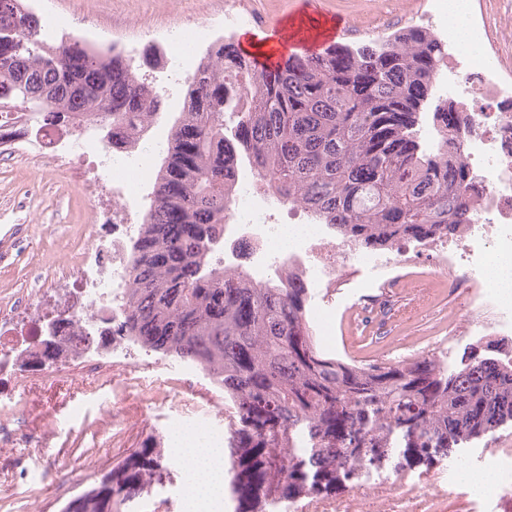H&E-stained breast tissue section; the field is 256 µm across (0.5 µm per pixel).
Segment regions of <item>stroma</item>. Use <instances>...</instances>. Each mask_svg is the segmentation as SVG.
<instances>
[{"label": "stroma", "instance_id": "stroma-1", "mask_svg": "<svg viewBox=\"0 0 512 512\" xmlns=\"http://www.w3.org/2000/svg\"><path fill=\"white\" fill-rule=\"evenodd\" d=\"M243 2L250 20L241 30L259 40L275 36L281 22L303 12V0ZM401 3L320 0L323 15L349 22L343 41L351 45L366 42L365 29L371 25L384 34L406 26ZM33 8L43 21L61 20L64 35L119 45L136 61L149 46H162V33L188 18L196 22L201 48L223 36L212 22L223 13L224 0H35ZM84 167L73 158H35L17 146L0 145V314L9 316L11 335L37 336L34 319L18 313L35 292L46 294L43 318L64 307L61 287L81 264L94 230L80 187ZM466 276L455 269L439 287L430 281L402 285V294L423 297V310L388 320L376 334L364 319L344 315L359 289L340 286L332 295L309 289V308L321 306L340 318L336 339L319 335L315 343L326 355L355 364L372 356L395 362L426 357L451 370L489 343L511 352L510 337L476 335L486 313L457 291L456 281ZM220 395L198 366L133 343L107 374L85 353L46 367L13 365L0 373V397L15 403L13 410L0 412V512H65L73 498L168 437L166 397L185 401L184 426L202 429L219 422L214 403ZM111 403L118 413L108 423L102 408ZM511 455L508 422L431 464L406 467L390 477L403 492L436 494V512H512V497L499 494L497 475H489L490 489L481 502L473 501L456 478L462 467ZM193 477L191 466L160 462L135 500L137 512H187L180 490Z\"/></svg>", "mask_w": 512, "mask_h": 512}]
</instances>
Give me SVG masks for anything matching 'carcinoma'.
Returning <instances> with one entry per match:
<instances>
[{"instance_id": "carcinoma-1", "label": "carcinoma", "mask_w": 512, "mask_h": 512, "mask_svg": "<svg viewBox=\"0 0 512 512\" xmlns=\"http://www.w3.org/2000/svg\"><path fill=\"white\" fill-rule=\"evenodd\" d=\"M8 2L0 109L52 125L90 117L114 132L162 112L163 90L132 59L79 37L47 46L27 0ZM447 60L441 38L417 25L356 48L291 54L273 70L221 40L184 84L135 245L120 333L200 366L224 390L233 409L228 483L237 498L269 505L329 494L362 465H423L512 420V364L499 348L451 372L425 357L365 365L325 358L312 343L301 281L254 285L212 264L231 170L241 161L257 182L362 247L453 235L470 211L468 171L420 152L412 134ZM433 118L455 147L457 108L439 101ZM64 354L46 344L32 356L49 365ZM156 459L146 450L77 512H125ZM240 468L256 475L244 493Z\"/></svg>"}]
</instances>
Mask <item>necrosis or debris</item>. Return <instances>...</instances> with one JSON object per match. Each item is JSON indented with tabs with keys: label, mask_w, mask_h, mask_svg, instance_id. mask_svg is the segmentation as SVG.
<instances>
[{
	"label": "necrosis or debris",
	"mask_w": 512,
	"mask_h": 512,
	"mask_svg": "<svg viewBox=\"0 0 512 512\" xmlns=\"http://www.w3.org/2000/svg\"><path fill=\"white\" fill-rule=\"evenodd\" d=\"M444 39L449 61L435 80V90L462 112L459 153L471 175V210L458 237L439 238L424 253L401 240L382 253L364 251L337 239L334 226L315 222L307 210L289 206L275 191L260 186L245 165L233 175L217 270L245 272L257 284L296 277L305 287L330 292L351 267L368 269L372 288L394 280L399 271L418 278L427 260L445 271L465 268L471 272L465 282L469 299L490 313L485 329L512 334V296L488 287L485 278L490 266H512V64L499 57L501 44L512 40V19L503 20L493 32L476 23L467 39L450 33ZM167 44L174 81L189 79L187 63L196 52L194 20L170 32ZM155 128L151 118L145 130L124 128L131 143L127 149L111 150L105 140L93 147L84 141L70 147L77 158L95 150L98 160L83 176L84 196L96 222L112 229L110 237L94 238L87 246L94 268H78L69 283L71 298L62 311L67 324L60 333L73 347L85 348V331L91 325L107 323L117 329L123 322L130 286L126 267L137 237L125 214L155 195L154 160L166 144ZM55 134V129H35L0 113V135L32 154L44 153ZM107 183L112 204L104 208L100 192Z\"/></svg>",
	"instance_id": "obj_1"
}]
</instances>
